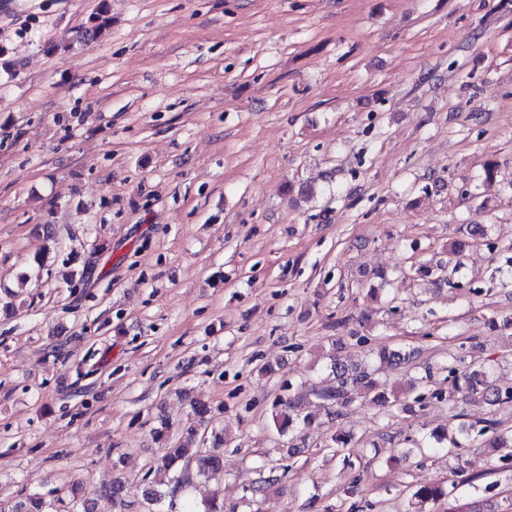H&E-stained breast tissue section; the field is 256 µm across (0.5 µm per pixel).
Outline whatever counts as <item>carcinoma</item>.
<instances>
[{
	"label": "carcinoma",
	"instance_id": "1",
	"mask_svg": "<svg viewBox=\"0 0 512 512\" xmlns=\"http://www.w3.org/2000/svg\"><path fill=\"white\" fill-rule=\"evenodd\" d=\"M112 24L108 4L102 3L98 12L90 19V26L79 36V40L88 37L104 36ZM419 351L382 350L378 352L380 364L397 369L413 366ZM493 364L482 365L475 369L466 363V352L448 353L436 368L425 369V375L411 384L410 391L416 393L414 400L420 404L425 399V390L432 382L434 373L444 375L448 383V400L466 401L472 397L480 398L495 413L503 406L512 405V385H499L491 379ZM330 370L334 382L312 390L318 406L328 410L337 419L345 416L346 409L353 402L351 389L358 388L364 396L370 398V404L381 413H389L400 406V397L393 390L381 387L376 378V369L371 365L347 367L336 357L330 358ZM197 424L188 426L182 434L172 436L168 426L162 424L153 429L155 441L161 444V455L156 465L143 475V499L147 505H155L167 497L173 498L179 491H186L194 480L202 477L208 481L219 482L224 476V462L221 448L224 446L223 433L204 426L207 422L209 407L202 402L192 404ZM272 424L280 435L292 433L296 429L308 428L315 422V414L306 411L302 396L279 399L272 405ZM512 444V430L500 429L497 421L487 418L475 422H463L457 432L451 433L442 426L428 436L415 442V447L425 449L450 450L452 448H486L493 452ZM282 476L274 468H262L259 477L249 489L251 500L264 499L270 492L280 489ZM448 488L437 482H427L416 487L412 498L418 504L437 502L448 496ZM15 512H96V501L86 493L84 482L76 480L68 486L66 496L46 499L35 493L28 498V507Z\"/></svg>",
	"mask_w": 512,
	"mask_h": 512
}]
</instances>
